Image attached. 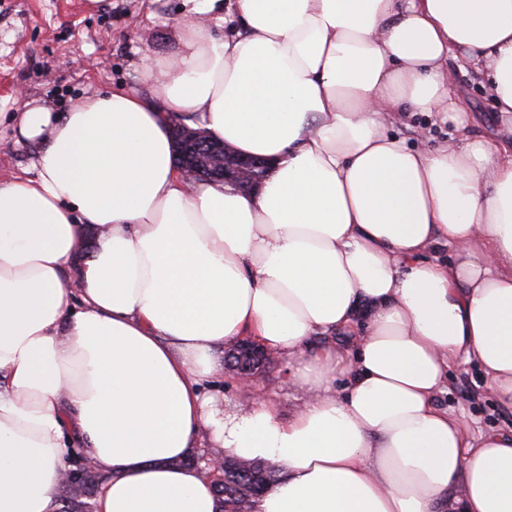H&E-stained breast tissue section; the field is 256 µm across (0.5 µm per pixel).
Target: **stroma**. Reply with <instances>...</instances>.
Segmentation results:
<instances>
[{
  "label": "stroma",
  "mask_w": 512,
  "mask_h": 512,
  "mask_svg": "<svg viewBox=\"0 0 512 512\" xmlns=\"http://www.w3.org/2000/svg\"><path fill=\"white\" fill-rule=\"evenodd\" d=\"M184 0H106L92 10L87 0H0V180L23 175L32 147L11 136L10 117L35 101L56 112L88 94L138 87L141 58L169 53L185 16ZM457 93L473 118V135L496 139L498 124L490 99L469 64L453 61ZM425 131L429 145L454 137L455 129L416 112L395 125V134L416 144ZM287 363L279 359L255 380L274 394L283 414L298 413L301 394L288 382ZM436 404L463 413L484 432L512 426L501 412L475 364L452 366Z\"/></svg>",
  "instance_id": "stroma-1"
}]
</instances>
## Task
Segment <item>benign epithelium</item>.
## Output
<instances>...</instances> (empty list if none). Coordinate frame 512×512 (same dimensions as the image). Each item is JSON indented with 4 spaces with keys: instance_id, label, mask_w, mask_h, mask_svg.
<instances>
[{
    "instance_id": "1",
    "label": "benign epithelium",
    "mask_w": 512,
    "mask_h": 512,
    "mask_svg": "<svg viewBox=\"0 0 512 512\" xmlns=\"http://www.w3.org/2000/svg\"><path fill=\"white\" fill-rule=\"evenodd\" d=\"M174 141L175 163L189 178H201L232 186L239 191H249L269 174L270 164L259 158L245 157L232 148L210 138L204 131L188 127L178 118L170 119ZM265 364L274 361L271 352L263 349L255 341L245 338L235 343L224 353V363L239 361L237 373L239 383L246 387L253 383L259 371L254 360ZM206 463L207 475L224 479V458L212 454L206 457L192 456L190 463Z\"/></svg>"
}]
</instances>
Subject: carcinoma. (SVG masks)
Segmentation results:
<instances>
[{"label": "carcinoma", "mask_w": 512, "mask_h": 512, "mask_svg": "<svg viewBox=\"0 0 512 512\" xmlns=\"http://www.w3.org/2000/svg\"><path fill=\"white\" fill-rule=\"evenodd\" d=\"M283 475L282 468L255 461L242 464L237 459L225 460L224 483L216 489L221 512H255L260 492L255 485L268 488Z\"/></svg>", "instance_id": "1"}]
</instances>
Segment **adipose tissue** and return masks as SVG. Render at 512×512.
<instances>
[{"label":"adipose tissue","mask_w":512,"mask_h":512,"mask_svg":"<svg viewBox=\"0 0 512 512\" xmlns=\"http://www.w3.org/2000/svg\"><path fill=\"white\" fill-rule=\"evenodd\" d=\"M457 58L507 139L470 134ZM140 76L12 116L36 153L0 181V512H61L72 440L94 512H218L202 448L283 466L256 512H512V429L435 403L473 362L512 412V0H192ZM404 112L459 136L409 146ZM174 115L274 173L186 178ZM244 336L289 359L294 416L204 392Z\"/></svg>","instance_id":"obj_1"}]
</instances>
